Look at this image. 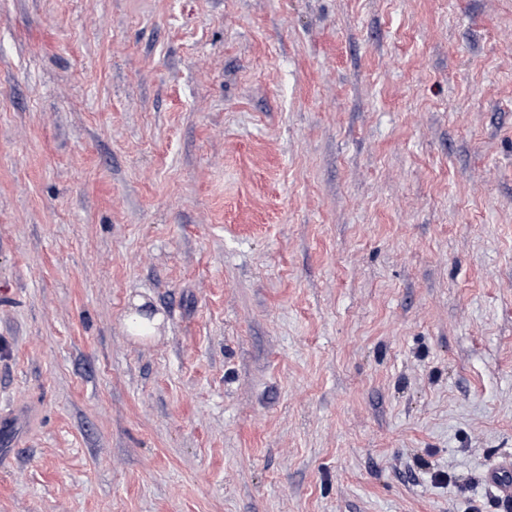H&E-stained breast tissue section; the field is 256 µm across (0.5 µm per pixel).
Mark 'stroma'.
Returning <instances> with one entry per match:
<instances>
[{"label":"stroma","mask_w":512,"mask_h":512,"mask_svg":"<svg viewBox=\"0 0 512 512\" xmlns=\"http://www.w3.org/2000/svg\"><path fill=\"white\" fill-rule=\"evenodd\" d=\"M508 455L512 0H0V512H512ZM484 482L504 497H512V458L507 456L487 469Z\"/></svg>","instance_id":"stroma-1"}]
</instances>
